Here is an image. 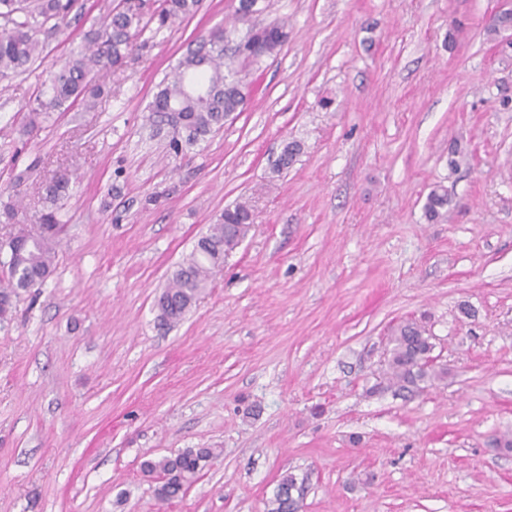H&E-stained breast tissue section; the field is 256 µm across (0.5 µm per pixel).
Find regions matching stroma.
Wrapping results in <instances>:
<instances>
[{
  "instance_id": "obj_1",
  "label": "stroma",
  "mask_w": 512,
  "mask_h": 512,
  "mask_svg": "<svg viewBox=\"0 0 512 512\" xmlns=\"http://www.w3.org/2000/svg\"><path fill=\"white\" fill-rule=\"evenodd\" d=\"M117 2L82 0L46 62L0 78V208L33 219L41 185L71 181L54 271L0 324V512H266L287 473L298 512H512V452L490 444L512 436V48L487 31L512 0H263L287 42L247 71L244 110L175 156L146 108L231 28V0H201L101 75L93 108L24 135L50 61ZM244 200L248 235L160 325L172 273ZM410 318L448 368L413 393L386 384ZM188 448L219 455L161 502L142 464ZM448 196L440 189H433L426 198L424 205L425 216L431 223H435L443 219L448 213Z\"/></svg>"
}]
</instances>
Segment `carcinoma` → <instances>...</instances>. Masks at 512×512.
I'll return each mask as SVG.
<instances>
[{
	"label": "carcinoma",
	"instance_id": "carcinoma-1",
	"mask_svg": "<svg viewBox=\"0 0 512 512\" xmlns=\"http://www.w3.org/2000/svg\"><path fill=\"white\" fill-rule=\"evenodd\" d=\"M200 0H119L100 26L85 35L87 46L72 52L52 64L53 72L47 89L40 91L29 108L27 127L37 129L61 111L62 106L83 104L89 108L104 93L97 81L100 73L121 67L136 47L145 30L144 18L155 24L157 35L172 28L177 22L194 15ZM77 7V0H31L23 5L20 0H0V77L10 73H25L44 59L45 42L39 35L52 19L65 22ZM263 11L259 0H237L234 16L239 22ZM244 48L230 55L224 51L227 36L224 28L212 29L189 49L158 85V91L147 106L148 120L154 126L172 129L170 151L178 155L186 147L206 139L224 126V116L243 110L247 100V86L239 78L241 67L257 64L288 39L285 25L275 24L263 29V40L253 42L244 36ZM183 120L181 131L174 130L175 120ZM301 151L300 143L284 145L275 168L284 170L294 162ZM70 180L60 176L41 186L44 209L32 224L16 221L18 210L6 205L0 216L14 225L10 243V261L7 274L0 279V321L12 312L13 299L21 291L39 288L54 269L56 246L62 226L58 217V203L69 192ZM448 196L433 189L426 198L425 216L431 223L448 213ZM253 224L251 206L240 201L224 208L217 223L205 235L206 246L195 245L190 257L179 266L164 287L158 303L159 317L168 325L180 322L206 288L213 271L224 263L246 237ZM434 345L427 330L414 321L400 324L392 337L388 367L390 381L398 390L414 392L422 385L448 377L443 365L424 367L420 356L432 351ZM211 448L186 449L163 455L144 464V472L156 481L155 494L162 502L184 496L195 483L208 461L214 458ZM296 478L282 476L268 512H297V501L292 491Z\"/></svg>",
	"mask_w": 512,
	"mask_h": 512
}]
</instances>
